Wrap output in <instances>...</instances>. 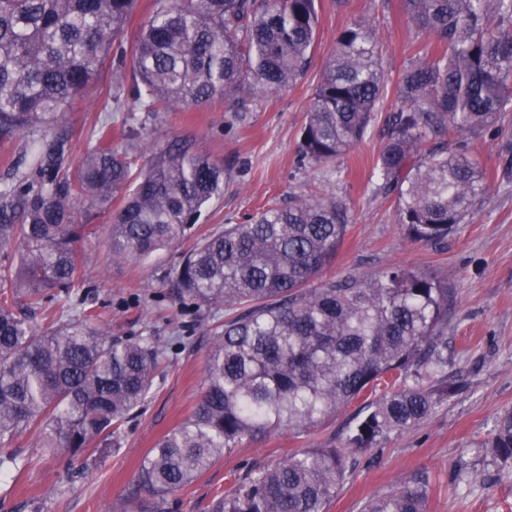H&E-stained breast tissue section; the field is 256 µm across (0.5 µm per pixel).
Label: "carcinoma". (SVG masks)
<instances>
[{
    "label": "carcinoma",
    "instance_id": "1",
    "mask_svg": "<svg viewBox=\"0 0 512 512\" xmlns=\"http://www.w3.org/2000/svg\"><path fill=\"white\" fill-rule=\"evenodd\" d=\"M136 0H0V143L38 137L16 182L0 190V246H20L15 280L31 310L46 291L84 285L81 250L112 215V258L136 260L186 237L224 192V165L189 138L138 155L100 128L73 160L58 126L72 102L112 68L101 111L139 103L147 117L240 103L305 74L317 37L316 0H155L131 44ZM416 51L398 80L400 106L376 162L412 239L440 242L471 221L493 178L450 147L512 112V0H403ZM385 91L369 21L337 33L306 113L299 162L335 161L368 135ZM351 210L334 194L304 193L201 238L175 268L180 295L232 311L214 336L206 381L191 414L141 464L148 512L245 440L286 426L322 427L362 397L346 445L301 448L238 476L211 512H327L350 453L426 419L460 389L448 376V316L456 289L433 271L396 266L372 276L311 283L332 264ZM160 349L112 340L92 315L39 330L0 298V443L28 427L41 447L82 452L117 442L149 394ZM512 461V410L490 441ZM429 481L413 477L363 512H426Z\"/></svg>",
    "mask_w": 512,
    "mask_h": 512
}]
</instances>
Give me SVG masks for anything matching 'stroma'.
<instances>
[{
  "label": "stroma",
  "mask_w": 512,
  "mask_h": 512,
  "mask_svg": "<svg viewBox=\"0 0 512 512\" xmlns=\"http://www.w3.org/2000/svg\"><path fill=\"white\" fill-rule=\"evenodd\" d=\"M317 11L318 36L305 75L280 91L247 98L241 111H226L217 101L201 109L163 112L148 122L134 102L128 110L105 112L101 100L112 80L107 71L64 116L61 130L77 156L93 145L95 126L105 123L120 148L148 141L164 146L188 137L230 170L223 194L180 244L139 261H112L110 217L101 214L95 218L99 237L83 252L85 286L76 296L66 302L49 293L42 308L32 312L24 298L15 299V310L39 329L47 328L49 315L64 321L91 311L109 336L158 344L165 369L145 403L122 425L117 446L52 453L40 448L34 428L0 445V512H139L140 464L196 405L213 335L228 314L221 305L199 308L180 299L174 267L203 236L315 187L344 199L353 217L325 277L406 265L437 272L455 287L448 372L465 383L419 425L355 453L354 468L327 512H361L370 498L420 473L430 477L427 512H512V476L503 475L487 448L497 416L512 410V112L501 114L496 126L481 135L456 138L495 174V187L475 218L442 242L412 240L398 221L395 198L379 191L374 166L387 139L386 119L398 105L399 74L415 51L414 27L400 0H317ZM359 18L373 25L387 80L380 110L367 138L335 163L302 167L300 131L325 60L341 27ZM355 412L352 406L341 410L305 437L279 428L243 442L171 494L170 512H208L238 475L274 464L294 449L326 442L342 446L341 430Z\"/></svg>",
  "instance_id": "1"
}]
</instances>
